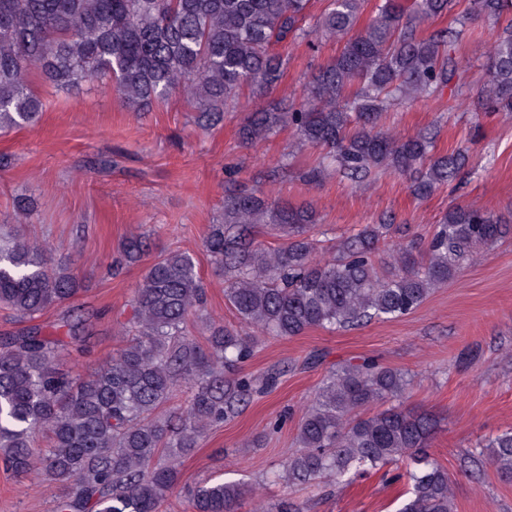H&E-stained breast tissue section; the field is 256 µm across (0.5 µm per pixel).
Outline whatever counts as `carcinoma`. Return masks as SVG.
Wrapping results in <instances>:
<instances>
[{"instance_id": "obj_1", "label": "carcinoma", "mask_w": 512, "mask_h": 512, "mask_svg": "<svg viewBox=\"0 0 512 512\" xmlns=\"http://www.w3.org/2000/svg\"><path fill=\"white\" fill-rule=\"evenodd\" d=\"M309 0H0V128L37 119L43 103L31 87L37 76L60 90L108 81L134 112L179 94L211 128L248 93L261 96L283 75L275 44L315 35L340 43L306 87V99L286 112L259 109L240 127L247 143L291 129L298 141L327 150L326 161L304 172L322 179L337 165L353 190L374 171L410 179L427 198L468 165V148L435 153L426 133L397 137L383 129L384 112L444 91L459 99L455 46L461 31L423 37L421 20L452 11L456 0H382L360 24L364 0H330L312 29L302 26ZM473 11L504 24L489 51L482 95L489 109L512 111V0H471ZM308 204L269 200L246 187L224 194V223L212 224L206 248L224 270V298L240 323L260 335L290 338L317 327L351 329L374 319L415 311L433 288L457 276L469 258L512 232L491 212L454 204L422 249L393 243V270L376 266L377 245L392 236L388 221L364 226L336 254L310 235ZM270 230L281 243L258 237ZM52 245L0 237V305L32 321L73 297L79 280L47 263ZM146 237L127 239L129 264L140 261ZM204 302L193 258L159 255L132 299L131 341L105 365L71 376L58 367L61 352L85 337L38 332L0 337V457L20 475H46L68 485L56 512H159L178 482L183 458L205 431L231 420L255 395L277 385L279 373L240 374L250 337L206 322V346L188 329ZM190 399L178 423L157 414L176 387ZM408 373L374 361L347 363L318 389L301 419L300 448L283 464V478L312 484L343 480L409 460L400 477L411 485L401 512H454L448 471L429 452L435 420L389 406L402 397ZM48 437L41 464L34 437ZM501 477L512 479V431L488 441ZM243 484L214 481L190 492L192 512H237ZM261 512H304L282 498Z\"/></svg>"}]
</instances>
